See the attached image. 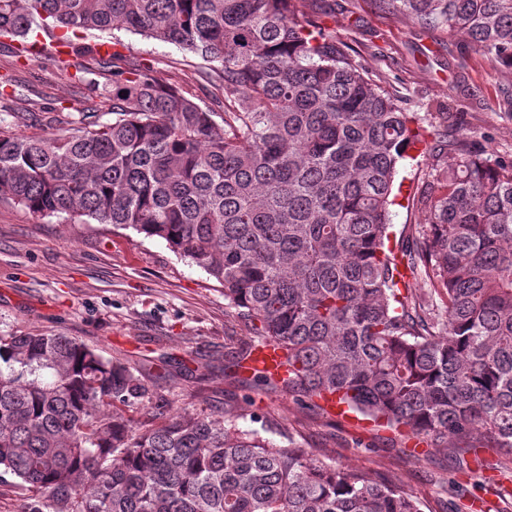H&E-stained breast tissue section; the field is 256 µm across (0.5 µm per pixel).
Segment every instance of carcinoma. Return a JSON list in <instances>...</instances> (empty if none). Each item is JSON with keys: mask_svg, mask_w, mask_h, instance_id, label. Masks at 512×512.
Instances as JSON below:
<instances>
[{"mask_svg": "<svg viewBox=\"0 0 512 512\" xmlns=\"http://www.w3.org/2000/svg\"><path fill=\"white\" fill-rule=\"evenodd\" d=\"M309 0H0V45L34 37L112 69L110 119L45 136L0 129V200L164 240L224 287L248 337L299 390L400 438L512 449V156L448 142L416 203L426 225L389 246L393 185L426 144L347 45L305 16ZM422 30L466 36L512 69V0H375ZM125 31L203 62L209 103L109 51ZM431 289L415 294L409 281ZM142 371L62 332L0 336V471L32 512H423L397 478L325 463L243 429L236 406L183 407L136 423ZM463 448H448L450 441Z\"/></svg>", "mask_w": 512, "mask_h": 512, "instance_id": "carcinoma-1", "label": "carcinoma"}]
</instances>
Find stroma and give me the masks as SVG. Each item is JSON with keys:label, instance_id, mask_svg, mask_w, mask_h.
I'll list each match as a JSON object with an SVG mask.
<instances>
[{"label": "stroma", "instance_id": "1", "mask_svg": "<svg viewBox=\"0 0 512 512\" xmlns=\"http://www.w3.org/2000/svg\"><path fill=\"white\" fill-rule=\"evenodd\" d=\"M313 15L350 45L369 77L381 81L405 112L418 113L432 130L466 134L477 149L512 154V71L475 54L467 38L420 31L404 16L379 10L373 0H316ZM124 55L148 61L158 79L178 81L206 103L210 87L198 59L178 47L123 35ZM78 58L58 68L50 54L15 57L0 50V75L19 90L6 116L9 130L52 133L66 107L95 98L76 77ZM437 151L426 147L400 169L394 233L421 224L425 212L406 200L434 181ZM28 331L62 332L109 358L129 360L143 372L145 402L128 414L139 420L148 405L172 413L188 406L220 412L245 407L241 427L283 443L292 436L327 463L396 474L419 498L424 512H448L453 482L480 494L483 512H512L498 487L512 489V451L485 452L487 466L461 473L441 448L415 458L389 430H373L359 418L315 408L303 393L270 392L225 380L224 364L244 331L224 299L223 287L201 268L146 238L109 224L69 223L38 217L0 200V336Z\"/></svg>", "mask_w": 512, "mask_h": 512}]
</instances>
